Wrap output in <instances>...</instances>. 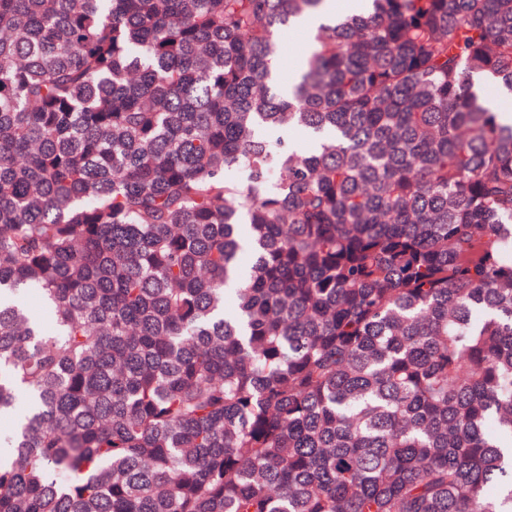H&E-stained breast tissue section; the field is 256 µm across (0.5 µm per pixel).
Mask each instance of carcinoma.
<instances>
[{
    "mask_svg": "<svg viewBox=\"0 0 512 512\" xmlns=\"http://www.w3.org/2000/svg\"><path fill=\"white\" fill-rule=\"evenodd\" d=\"M322 4L0 0V512H512V0ZM284 42H285V50L283 52V47H282L283 54L280 57L281 60H283L284 69L281 70L280 82H281L283 91L285 92L288 89V82L291 81V79L293 77V75L288 72L289 63L293 62L296 59H300L297 49H298L301 41L299 40V38L297 36H295L291 33H288V35L285 36V38H284Z\"/></svg>",
    "mask_w": 512,
    "mask_h": 512,
    "instance_id": "cac0c4a2",
    "label": "carcinoma"
}]
</instances>
